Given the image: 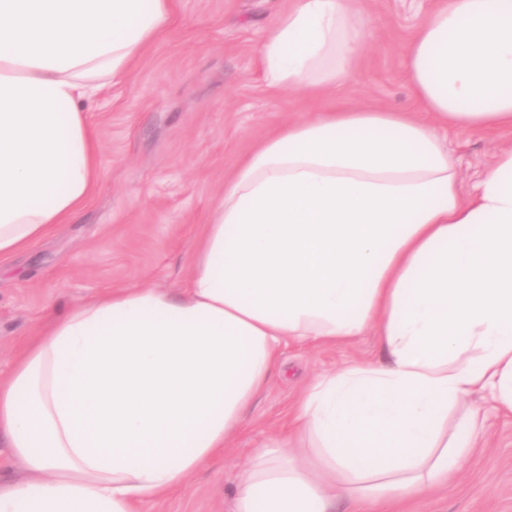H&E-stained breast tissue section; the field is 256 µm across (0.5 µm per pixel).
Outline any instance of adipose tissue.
Listing matches in <instances>:
<instances>
[{
  "label": "adipose tissue",
  "instance_id": "obj_1",
  "mask_svg": "<svg viewBox=\"0 0 512 512\" xmlns=\"http://www.w3.org/2000/svg\"><path fill=\"white\" fill-rule=\"evenodd\" d=\"M359 0H292L267 28V89L320 93L354 69ZM174 0H0V259L99 179L87 107L167 28ZM428 113L333 107L278 126L224 182L179 294L113 288L52 318L0 381V440L25 479L0 512H138L249 424L291 345L375 326L384 354L321 376L293 447L256 449L234 512H335L447 486L478 447L461 396L512 411V148L469 195L440 129H512V0H434L406 47Z\"/></svg>",
  "mask_w": 512,
  "mask_h": 512
}]
</instances>
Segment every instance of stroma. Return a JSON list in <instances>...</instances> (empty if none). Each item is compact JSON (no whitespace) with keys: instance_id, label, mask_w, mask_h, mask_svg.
<instances>
[{"instance_id":"stroma-1","label":"stroma","mask_w":512,"mask_h":512,"mask_svg":"<svg viewBox=\"0 0 512 512\" xmlns=\"http://www.w3.org/2000/svg\"><path fill=\"white\" fill-rule=\"evenodd\" d=\"M290 0H177L164 34L118 84L105 86L87 114L100 140V178L68 223L0 261V379L25 342L69 305L118 286L182 287L195 235L225 179L256 142L289 119H309L346 102L418 111L404 72V48L421 18L417 0H362L364 48L355 71L324 97L269 92L258 64L265 31ZM468 194L512 131L444 133ZM367 327L336 347L291 346L250 411L249 430L190 477L187 487L141 512H232L235 481L255 449L287 440L298 397L319 375L357 360H379ZM487 415L481 447L455 478L397 512H512V413L480 393L448 415L457 434L469 411Z\"/></svg>"}]
</instances>
